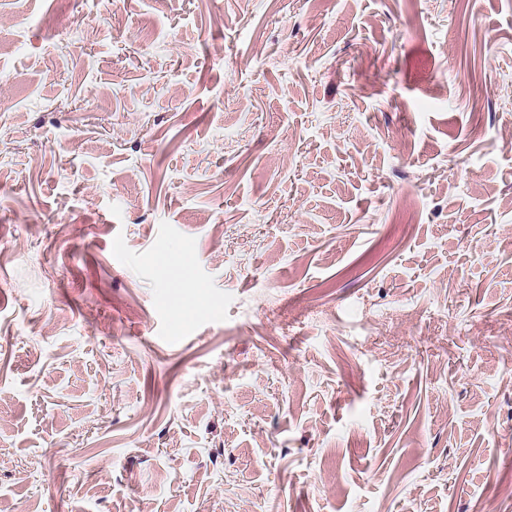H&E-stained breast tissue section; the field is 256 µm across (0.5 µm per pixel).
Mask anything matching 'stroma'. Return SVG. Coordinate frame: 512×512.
Segmentation results:
<instances>
[{
    "label": "stroma",
    "mask_w": 512,
    "mask_h": 512,
    "mask_svg": "<svg viewBox=\"0 0 512 512\" xmlns=\"http://www.w3.org/2000/svg\"><path fill=\"white\" fill-rule=\"evenodd\" d=\"M1 14L0 512H512V0Z\"/></svg>",
    "instance_id": "stroma-1"
}]
</instances>
